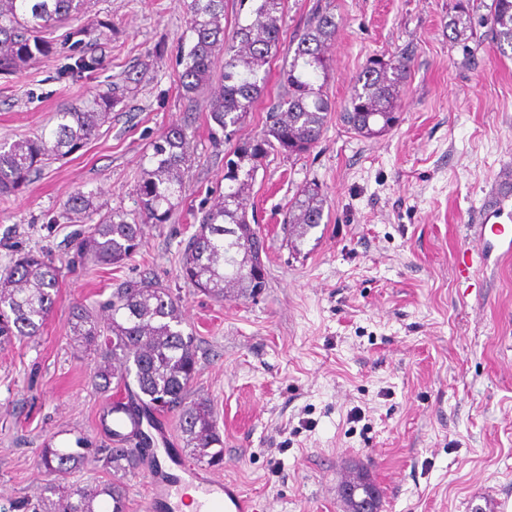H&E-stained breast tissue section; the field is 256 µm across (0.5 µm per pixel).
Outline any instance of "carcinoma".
Here are the masks:
<instances>
[{
    "label": "carcinoma",
    "instance_id": "cac0c4a2",
    "mask_svg": "<svg viewBox=\"0 0 512 512\" xmlns=\"http://www.w3.org/2000/svg\"><path fill=\"white\" fill-rule=\"evenodd\" d=\"M448 21L452 41L465 42L484 27L498 52L512 57V0H491L487 13L473 26L468 6L458 2ZM87 10V0H0V75H13L31 61L54 54L51 34L58 25L76 19ZM189 28L193 43L183 54L180 86L189 96L210 86L216 51L224 48L220 85L211 93L210 120L225 140L239 130L267 85L264 66L281 45L284 0H253L249 19L237 25L238 45L224 46V0H189ZM88 28L72 27L68 63L61 75H78L97 69ZM336 37L332 13H315L298 37L291 60L282 69L285 93L266 113L263 130L236 142L230 152L238 159L224 165V191L203 212L181 261L180 276L212 299L222 302L250 289L256 281L255 256L264 251V237L252 228L244 204L245 189L254 179L251 162L272 152L301 155L318 144L335 103L323 91L332 71L329 45ZM409 72L403 52L383 61L370 58L356 77L350 98L338 113L339 120L355 133L372 137L374 127L386 128L396 120L397 101ZM120 102L117 91L99 94L88 104L70 106L56 113V122L40 134L0 146V196L18 192L30 174L46 160L64 157L83 148ZM190 139L186 128L173 124L152 144L145 169L135 187L144 223H167L182 199L184 177L190 163ZM326 200L315 184L301 189L285 223L294 240H300L323 220ZM68 210L80 218L94 210L92 195L76 193ZM143 229L114 212L94 225L79 242L81 253L100 265L119 266L142 245ZM59 270L37 254L28 252L0 275V346L12 338H31L40 333L54 307ZM181 310L165 289L144 284L118 288L102 305V313L83 305L72 308L70 332L93 350L98 365L95 388L111 386L127 393L123 409L133 421L137 441H121L89 454L87 441L75 440L76 448L61 449L47 442L40 449V463L50 475L36 504L16 508L24 512H125V493L116 483L94 486L68 482V477L92 460L110 471H126L137 463V454L150 446L143 422L153 414L173 413L192 459L209 467L224 459L223 442L216 430L210 402L191 395L198 373V347L194 336L180 329Z\"/></svg>",
    "mask_w": 512,
    "mask_h": 512
}]
</instances>
